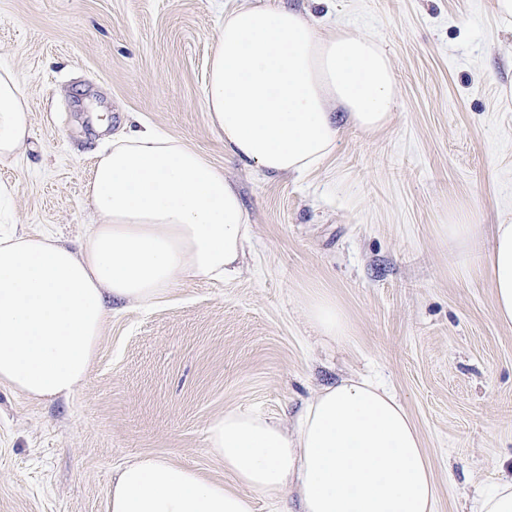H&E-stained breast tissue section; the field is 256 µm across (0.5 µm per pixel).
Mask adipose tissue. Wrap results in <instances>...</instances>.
Wrapping results in <instances>:
<instances>
[{"label": "adipose tissue", "instance_id": "adipose-tissue-1", "mask_svg": "<svg viewBox=\"0 0 512 512\" xmlns=\"http://www.w3.org/2000/svg\"><path fill=\"white\" fill-rule=\"evenodd\" d=\"M389 61L366 37L320 38L309 14L240 7L224 15L205 85L211 127L234 160L303 176L335 150L339 117L366 133L395 107ZM31 135V113L0 68V160ZM87 197L97 216L79 249L49 235L0 233V387L32 403L70 399L86 382L110 303L144 307L189 278H235L250 226L224 171L150 125L100 152ZM487 272L495 314L512 322V224L490 228ZM327 340L348 341L334 297L303 300ZM232 485L155 455L127 460L108 512H252L250 494L282 512H436L437 486L421 434L390 391L351 376L301 408L294 433L260 412L229 408L206 427Z\"/></svg>", "mask_w": 512, "mask_h": 512}]
</instances>
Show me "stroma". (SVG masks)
I'll list each match as a JSON object with an SVG mask.
<instances>
[{
  "instance_id": "obj_1",
  "label": "stroma",
  "mask_w": 512,
  "mask_h": 512,
  "mask_svg": "<svg viewBox=\"0 0 512 512\" xmlns=\"http://www.w3.org/2000/svg\"><path fill=\"white\" fill-rule=\"evenodd\" d=\"M492 0H0V67L28 99L31 136L0 161L20 230L76 244L96 215L93 158L140 115L240 195L253 246L239 276L188 279L108 318L85 384L35 404L0 388V512H107L138 454L228 482L205 429L230 407L293 428L301 405L354 373L390 387L416 422L436 512H471L512 466V324L494 315L486 238L448 224H512V25ZM289 6L322 38L341 29L388 57L396 106L366 134L342 123L303 177L231 159L204 101L226 11ZM324 290L352 335L321 340L302 300Z\"/></svg>"
}]
</instances>
